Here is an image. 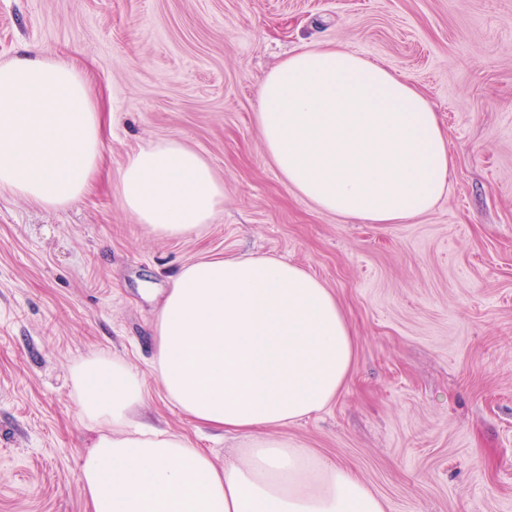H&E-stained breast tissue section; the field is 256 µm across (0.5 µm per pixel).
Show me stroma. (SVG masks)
Segmentation results:
<instances>
[{
    "instance_id": "1",
    "label": "stroma",
    "mask_w": 512,
    "mask_h": 512,
    "mask_svg": "<svg viewBox=\"0 0 512 512\" xmlns=\"http://www.w3.org/2000/svg\"><path fill=\"white\" fill-rule=\"evenodd\" d=\"M334 41L408 77L448 135L428 213L368 224L319 211L280 175L255 120L267 73ZM62 53L113 118L90 191L43 210L0 191V512H89L79 464L97 431L71 370L118 356L143 419L223 464L246 437L195 425L149 368L180 269L266 255L305 268L354 331L331 406L282 429L351 466L387 512H512V0H0V61ZM176 138L224 183L213 224L150 233L120 206L128 157Z\"/></svg>"
}]
</instances>
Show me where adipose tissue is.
I'll return each mask as SVG.
<instances>
[{
    "label": "adipose tissue",
    "mask_w": 512,
    "mask_h": 512,
    "mask_svg": "<svg viewBox=\"0 0 512 512\" xmlns=\"http://www.w3.org/2000/svg\"><path fill=\"white\" fill-rule=\"evenodd\" d=\"M256 121L266 152L321 211L394 224L431 211L451 172L436 113L409 79L334 43L267 74ZM101 111L86 73L60 54L0 63V190L59 209L87 192L103 159ZM122 208L150 232L213 223L224 184L182 141L131 155ZM151 369L193 423L247 433L217 465L185 436L136 424L145 381L98 354L74 365L75 402L99 434L80 479L90 512H386L348 465L277 437L344 389L354 338L335 296L304 268L244 255L203 258L172 279L153 324Z\"/></svg>",
    "instance_id": "1"
}]
</instances>
